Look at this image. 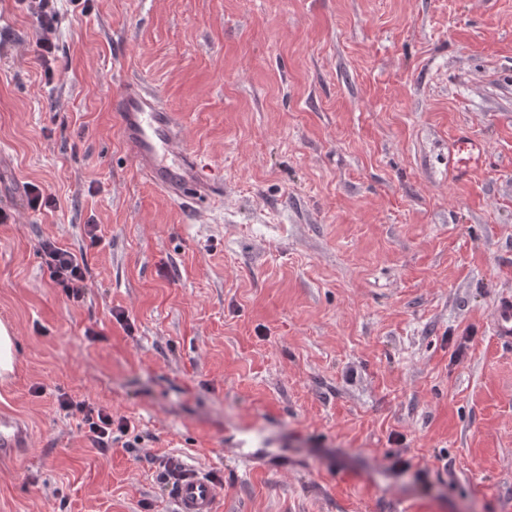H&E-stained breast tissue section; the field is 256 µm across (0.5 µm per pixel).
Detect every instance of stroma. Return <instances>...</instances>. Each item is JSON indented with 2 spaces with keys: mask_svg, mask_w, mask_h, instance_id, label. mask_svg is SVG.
Here are the masks:
<instances>
[{
  "mask_svg": "<svg viewBox=\"0 0 512 512\" xmlns=\"http://www.w3.org/2000/svg\"><path fill=\"white\" fill-rule=\"evenodd\" d=\"M57 7L48 74L0 0V407L34 430L0 512H171L167 458L214 472L216 512H512V345L489 329L512 291V0ZM128 79L184 117L220 203L139 174L112 117ZM462 131L485 157L458 179ZM48 238L84 257L78 301ZM63 394L127 429L98 450ZM42 251L54 288H59L69 300L79 299L87 288L88 272L82 257L79 259L75 253L51 241L42 244ZM16 353L14 339L10 329L0 323V377H6L14 371Z\"/></svg>",
  "mask_w": 512,
  "mask_h": 512,
  "instance_id": "35a3bbf8",
  "label": "stroma"
}]
</instances>
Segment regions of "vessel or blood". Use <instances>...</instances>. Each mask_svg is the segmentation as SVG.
I'll return each instance as SVG.
<instances>
[{
  "label": "vessel or blood",
  "mask_w": 512,
  "mask_h": 512,
  "mask_svg": "<svg viewBox=\"0 0 512 512\" xmlns=\"http://www.w3.org/2000/svg\"><path fill=\"white\" fill-rule=\"evenodd\" d=\"M119 135L140 175L169 200L206 203L224 195L223 180L205 176L196 153L181 133L183 121L163 106L159 96L139 79L122 84L112 100ZM454 153L458 167L467 170L482 156L480 144L458 137ZM490 325L494 336L512 344V293L501 294ZM31 430L17 414L0 410V457L21 462L30 446ZM222 491L210 471L190 468L178 481L173 494V512H215Z\"/></svg>",
  "instance_id": "1"
}]
</instances>
